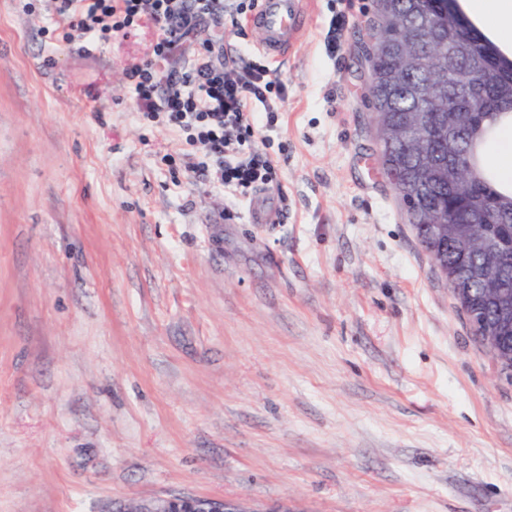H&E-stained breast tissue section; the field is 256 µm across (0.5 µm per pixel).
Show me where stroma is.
<instances>
[{
  "label": "stroma",
  "instance_id": "stroma-1",
  "mask_svg": "<svg viewBox=\"0 0 512 512\" xmlns=\"http://www.w3.org/2000/svg\"><path fill=\"white\" fill-rule=\"evenodd\" d=\"M376 12L312 0L243 197L138 114L150 23L58 46L45 0H0V512H512V383L363 172ZM290 512L276 507L259 510L234 498L199 496L190 493H166L151 498L129 500L106 512Z\"/></svg>",
  "mask_w": 512,
  "mask_h": 512
}]
</instances>
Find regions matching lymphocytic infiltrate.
<instances>
[{
  "label": "lymphocytic infiltrate",
  "mask_w": 512,
  "mask_h": 512,
  "mask_svg": "<svg viewBox=\"0 0 512 512\" xmlns=\"http://www.w3.org/2000/svg\"><path fill=\"white\" fill-rule=\"evenodd\" d=\"M255 6L256 0H50L64 22L57 38L67 44L108 42L141 22L153 25L150 53L126 73L138 112L183 136L189 176H211L241 195L266 189L277 177L278 164L257 147L255 133L273 130L286 90L265 66L246 62L233 74L224 69V22ZM204 23L216 37L186 52Z\"/></svg>",
  "instance_id": "obj_1"
}]
</instances>
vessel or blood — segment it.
<instances>
[{"label": "vessel or blood", "instance_id": "b4317fda", "mask_svg": "<svg viewBox=\"0 0 512 512\" xmlns=\"http://www.w3.org/2000/svg\"><path fill=\"white\" fill-rule=\"evenodd\" d=\"M310 0H258L246 18V30L257 37V47L276 61L302 36Z\"/></svg>", "mask_w": 512, "mask_h": 512}]
</instances>
